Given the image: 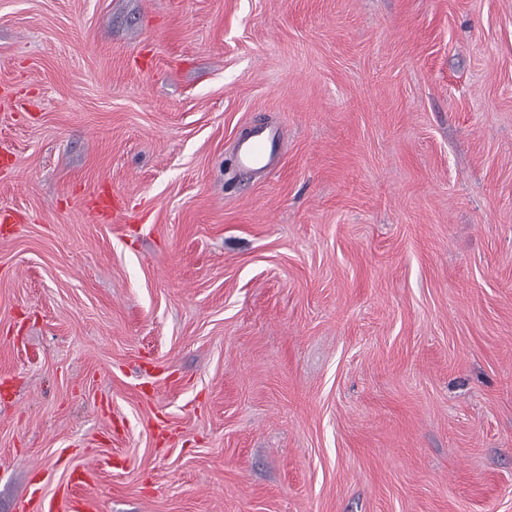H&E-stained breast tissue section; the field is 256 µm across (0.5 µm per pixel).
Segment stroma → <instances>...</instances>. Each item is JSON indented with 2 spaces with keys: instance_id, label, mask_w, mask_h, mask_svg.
<instances>
[{
  "instance_id": "1",
  "label": "stroma",
  "mask_w": 512,
  "mask_h": 512,
  "mask_svg": "<svg viewBox=\"0 0 512 512\" xmlns=\"http://www.w3.org/2000/svg\"><path fill=\"white\" fill-rule=\"evenodd\" d=\"M0 87V512H512V0H0ZM282 131L275 126H256L240 140L236 158L241 169H268L278 164ZM87 501L86 496L79 495L73 491H66L62 500L46 499L37 497L31 499L21 507L22 512H82Z\"/></svg>"
}]
</instances>
